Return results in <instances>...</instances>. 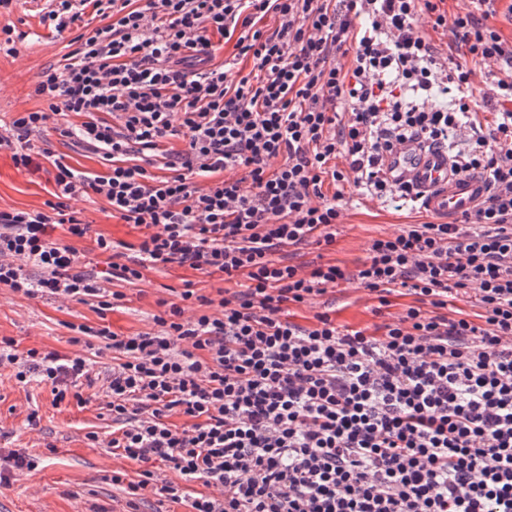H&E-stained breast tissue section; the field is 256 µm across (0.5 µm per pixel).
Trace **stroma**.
I'll use <instances>...</instances> for the list:
<instances>
[{
	"label": "stroma",
	"mask_w": 512,
	"mask_h": 512,
	"mask_svg": "<svg viewBox=\"0 0 512 512\" xmlns=\"http://www.w3.org/2000/svg\"><path fill=\"white\" fill-rule=\"evenodd\" d=\"M39 9L38 0H13L10 9L0 8V28L10 25L27 35L17 56L0 55V117L6 119L38 107L33 89L39 73L58 63L69 40L82 32L81 26L75 25L63 34L52 33L41 24ZM37 144L65 155L75 169L96 172L101 168L96 155L53 130L41 133ZM54 174V168L46 162L37 169L16 168L9 153H1L0 209H44L55 188ZM344 195V217L337 228L335 246L324 250L308 247L305 261H330L351 273L365 257L371 239L390 234L404 224L429 220L422 209L408 205L398 210L366 199L349 183L344 186ZM75 206L83 210L90 224L88 234L72 239L58 227L52 238L77 249L84 271L95 272L103 266L97 237L134 243L141 236L139 228L113 219L100 197L79 199ZM188 281L199 293L211 297L224 286L221 276L209 277L188 268L148 270L142 281L124 286V300L103 318L87 303L47 296L29 299L0 289V338L13 339L21 352L35 348L82 356L96 379L94 386L81 387V400L57 406L48 386L35 381L20 384L12 367H0V448L23 452L38 462L37 468L19 472L9 484L0 486V512H129L123 486L113 484L111 477L113 472L121 471L128 479H138L144 465L123 457L120 450L109 445L114 424L101 380L112 368L113 354L83 342L72 343L68 325L84 322L95 326L103 322L120 335L155 331L153 317L160 312L161 302L177 301ZM409 302V297H396L377 315L368 291L346 282L319 302L291 307L289 318L307 325L315 313L326 311L337 324L372 330L389 322ZM32 414L37 417L33 425L28 422ZM91 432L96 433V440H88Z\"/></svg>",
	"instance_id": "35a3bbf8"
}]
</instances>
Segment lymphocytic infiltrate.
Segmentation results:
<instances>
[{"label":"lymphocytic infiltrate","mask_w":512,"mask_h":512,"mask_svg":"<svg viewBox=\"0 0 512 512\" xmlns=\"http://www.w3.org/2000/svg\"><path fill=\"white\" fill-rule=\"evenodd\" d=\"M443 0H49L41 22L71 39L64 64L42 70L43 108L18 113L0 134L16 166L55 170L48 210H0V288L28 298L118 306L122 285L147 269L187 267L222 276L220 299L185 282L155 315L156 332L121 336L74 325L117 362L107 407L112 448L160 462L139 480L116 471L137 512L147 489L190 512H512V41L490 20L497 0L448 14ZM273 29L260 28L267 15ZM448 29L471 64L495 65L487 88L470 66L446 70L419 29ZM235 41L213 63L212 35ZM249 61L248 73L236 66ZM493 117L484 129L479 110ZM80 124L69 123V115ZM99 158L92 173L37 147L47 126ZM178 139L183 149H167ZM463 141L454 171L478 175L487 195L448 224H405L372 239L355 273L334 263L287 264L289 250L333 246L343 184L394 204L413 200L385 162L405 143ZM335 185L334 193L324 190ZM95 194L142 235L131 263L98 237L101 271L52 240L89 225L72 199ZM39 271L30 276L25 264ZM414 296L381 335L336 325L328 313L301 325L306 305L341 283ZM473 294L476 317L448 316V298ZM203 307L189 319L186 304ZM15 378L48 385L54 404L78 398L83 357L0 339ZM190 418L177 428L171 413ZM180 485L185 490L184 494L186 495V498L183 499L182 502L173 503L163 499V504H159L156 502L159 497L152 495L149 491H146V496L155 508H159L163 512H188L190 509L188 507V502L185 501L190 498L188 495L195 496V493L204 492L205 487L202 482H181Z\"/></svg>","instance_id":"1"}]
</instances>
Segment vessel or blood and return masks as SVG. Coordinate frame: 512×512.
<instances>
[{
	"label": "vessel or blood",
	"instance_id": "1",
	"mask_svg": "<svg viewBox=\"0 0 512 512\" xmlns=\"http://www.w3.org/2000/svg\"><path fill=\"white\" fill-rule=\"evenodd\" d=\"M387 173L390 180L410 183L422 208L441 218L474 210L487 193L483 178L452 173L444 149L408 145L389 158Z\"/></svg>",
	"mask_w": 512,
	"mask_h": 512
}]
</instances>
